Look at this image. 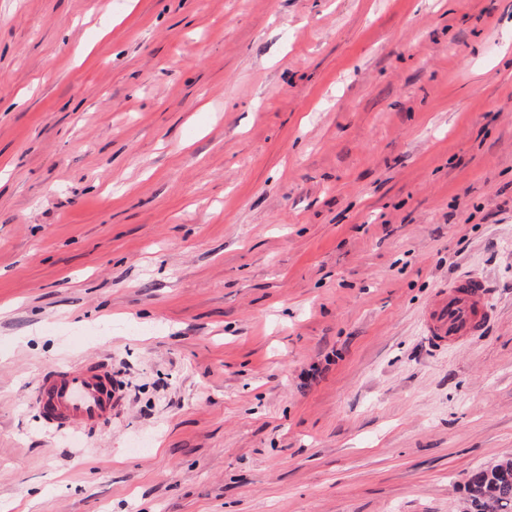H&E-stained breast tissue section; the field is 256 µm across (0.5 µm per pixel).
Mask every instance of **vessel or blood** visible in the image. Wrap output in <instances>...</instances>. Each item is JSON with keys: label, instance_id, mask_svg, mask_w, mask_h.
<instances>
[{"label": "vessel or blood", "instance_id": "obj_1", "mask_svg": "<svg viewBox=\"0 0 512 512\" xmlns=\"http://www.w3.org/2000/svg\"><path fill=\"white\" fill-rule=\"evenodd\" d=\"M490 286L478 275L461 274L439 288L426 314L427 341L434 346L481 333L492 318ZM34 401L44 420L57 428H95L112 419L119 396L101 362L60 367L37 383Z\"/></svg>", "mask_w": 512, "mask_h": 512}]
</instances>
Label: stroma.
I'll return each mask as SVG.
<instances>
[{
	"mask_svg": "<svg viewBox=\"0 0 512 512\" xmlns=\"http://www.w3.org/2000/svg\"><path fill=\"white\" fill-rule=\"evenodd\" d=\"M506 457L512 0H0V512H461ZM489 294L487 280L479 275L465 273L450 279L425 314L428 343L440 347L481 333L492 318ZM120 396L102 362L60 367L37 383L34 401L44 420L57 428H95L112 420Z\"/></svg>",
	"mask_w": 512,
	"mask_h": 512,
	"instance_id": "1",
	"label": "stroma"
}]
</instances>
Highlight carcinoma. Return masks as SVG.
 Here are the masks:
<instances>
[{
    "instance_id": "cac0c4a2",
    "label": "carcinoma",
    "mask_w": 512,
    "mask_h": 512,
    "mask_svg": "<svg viewBox=\"0 0 512 512\" xmlns=\"http://www.w3.org/2000/svg\"><path fill=\"white\" fill-rule=\"evenodd\" d=\"M512 506V459L477 469L466 483L463 512H503Z\"/></svg>"
}]
</instances>
